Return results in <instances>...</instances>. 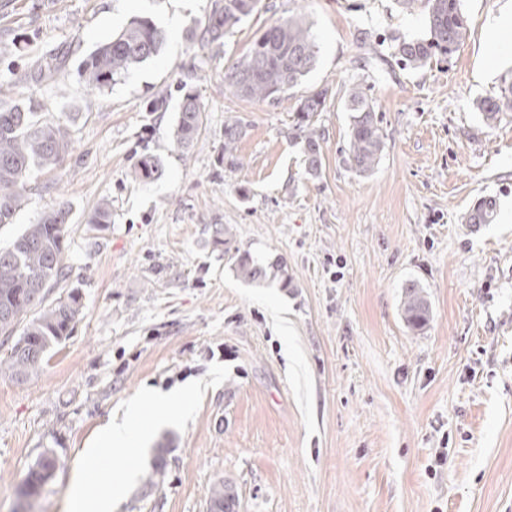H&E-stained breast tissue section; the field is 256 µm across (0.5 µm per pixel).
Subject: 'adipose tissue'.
<instances>
[{
	"label": "adipose tissue",
	"mask_w": 512,
	"mask_h": 512,
	"mask_svg": "<svg viewBox=\"0 0 512 512\" xmlns=\"http://www.w3.org/2000/svg\"><path fill=\"white\" fill-rule=\"evenodd\" d=\"M189 396V390L185 389L176 394L149 391L131 399L125 406L122 419L110 421L100 431L95 444L82 450L70 488L73 512H113L115 505L126 493L133 477L132 470H125L110 487L94 499L91 506L83 504L86 487L95 472L102 467L106 449L123 448L130 455H137L151 431L150 424L156 415L162 411H183Z\"/></svg>",
	"instance_id": "1"
}]
</instances>
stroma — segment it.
Wrapping results in <instances>:
<instances>
[{"instance_id":"1","label":"stroma","mask_w":512,"mask_h":512,"mask_svg":"<svg viewBox=\"0 0 512 512\" xmlns=\"http://www.w3.org/2000/svg\"><path fill=\"white\" fill-rule=\"evenodd\" d=\"M504 0H462L468 32L425 67L396 40L428 34L423 6L397 0H258L221 44L190 40L212 0H0V77L48 119L71 117L65 165L33 175L0 248L61 204L72 208L67 287L82 313L24 381L0 374V512L43 453L57 467L37 512H69L81 448L148 390L192 384L188 415L156 426L117 512H208L224 482L238 512H512V110L486 126L477 101L512 83L497 70L488 15ZM165 30L159 55L88 91L83 59L132 17ZM299 16L316 65L281 99L237 95L224 75L276 20ZM59 70L30 81L33 60ZM198 91L201 134L173 130L178 85ZM373 104L385 148L375 169L348 161L346 91ZM326 91L321 170L295 138L302 99ZM167 95L164 112L146 111ZM244 135L224 153V124ZM163 175L133 177L135 156ZM497 196L495 223L464 217ZM112 222L87 219L101 200ZM229 231L213 249L207 225ZM281 257L291 288L239 279L236 251ZM417 281L431 317L401 311ZM163 174V165L159 157L143 153L134 165L136 179L148 181L158 179Z\"/></svg>"}]
</instances>
